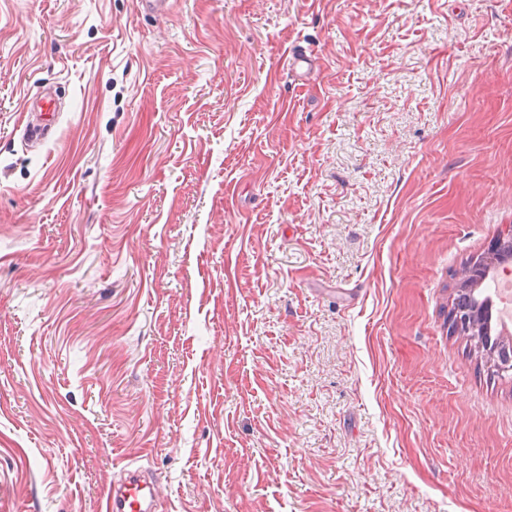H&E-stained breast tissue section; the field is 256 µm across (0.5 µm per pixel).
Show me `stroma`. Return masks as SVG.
<instances>
[{
	"mask_svg": "<svg viewBox=\"0 0 512 512\" xmlns=\"http://www.w3.org/2000/svg\"><path fill=\"white\" fill-rule=\"evenodd\" d=\"M508 224L512 0H0V512H512ZM512 243V228L500 232L490 243L487 251L481 257L473 260L470 264L465 265L458 273V287L470 288L476 279L478 272L482 269H488L497 266L499 260V250L504 246ZM448 323L453 331L458 336H466L470 342L477 343L478 346L484 347L485 355L487 357H494L496 351H499L501 356V372H512V360L510 356L506 353V348L504 350H500V346L495 342L484 343L481 337L478 315L476 311H473L470 314H464L457 310H453L451 307L448 309ZM467 340V342H468ZM484 343V345L482 344ZM502 353V355H501ZM155 502L152 481L137 469L126 470L125 477L105 495L104 512H154Z\"/></svg>",
	"mask_w": 512,
	"mask_h": 512,
	"instance_id": "stroma-1",
	"label": "stroma"
}]
</instances>
